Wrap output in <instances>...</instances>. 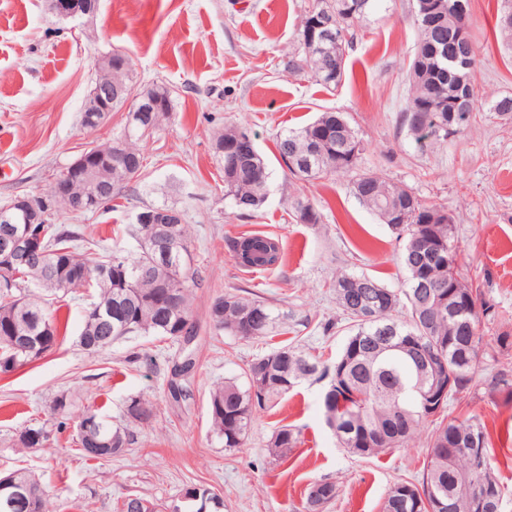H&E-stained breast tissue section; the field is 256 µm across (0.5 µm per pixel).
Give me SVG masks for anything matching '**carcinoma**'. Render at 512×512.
Segmentation results:
<instances>
[{"mask_svg": "<svg viewBox=\"0 0 512 512\" xmlns=\"http://www.w3.org/2000/svg\"><path fill=\"white\" fill-rule=\"evenodd\" d=\"M313 0L299 28L294 69L308 72L326 91L338 87L346 75V47L352 43L357 23L375 0ZM428 0H416L414 24L417 46L408 71V97L400 122L421 147L448 140L471 126L476 114L474 67L456 54L443 34L421 16ZM446 31H470L469 0H441ZM328 16L341 39L323 37L310 43L306 29ZM502 43L512 49V0H501L497 18ZM116 68L96 74L103 82L121 85L125 93L112 96V111H119L133 96L130 59L112 53ZM470 91L466 111L448 121L460 90ZM148 99L160 98L162 112L143 122L127 112L122 134L112 145L97 150L125 157L112 165L108 178L112 192L100 210L113 208L119 189L141 172L144 156L137 140L155 129L172 111V92L164 85L140 91ZM246 130L231 126L213 138L212 149L224 178V198L238 211H254L267 199L270 172L260 153L249 157L230 147ZM276 148L292 178L313 182L331 175L353 173L351 192L380 219L399 211L391 230L406 240L402 263L408 287L384 294L386 287L366 275L341 274L332 284L342 310L353 321L343 353L327 364L320 357L293 346L282 345L253 361L240 383L229 378L216 384L209 398L212 432L226 449L239 448L251 427L254 413L287 394L311 377L328 380L323 399L325 422L342 447L358 456H375L398 448L413 438L421 426L435 424L427 436V460L421 480L400 481L388 491L383 512H502L503 487L495 472L492 444L485 427L474 417L454 415L453 402L471 389L482 341L478 289L469 283L458 262L453 218L448 211L422 203L405 187L377 172L358 173L362 143L344 113L324 111L314 121L277 138ZM100 188V175L90 173L72 185V200L58 199L53 188L44 191L53 202L46 223L33 225L42 231L33 265H18L12 280L0 284V372L7 373L42 359L57 344L61 329L48 311L44 294H67L77 288L97 291L94 309H112V320L103 322L94 313L83 316L78 345L99 353L112 343L131 336H158L174 345L178 336H195L193 299L188 285L193 278L189 257V229L178 224L137 223L139 251H114L98 259L85 255L90 240L81 226L56 222L57 217L78 206L80 199ZM301 224H320L315 205L300 199L292 202ZM238 268L261 274L278 267L283 259L282 241L273 234L247 233L231 241ZM209 318L218 331L242 339L273 338L288 333V317L264 300L226 293L212 301ZM75 399L62 392L52 402L56 432L73 426L71 446L86 460L110 459L124 452L130 442L128 425H144L155 414L147 399L133 396L123 413L127 425L112 423L101 408L83 407L70 424ZM46 426H28L17 436L21 450L41 448L50 440ZM301 443V431L292 426L276 430L270 454L278 459ZM481 448L484 466L472 469L471 445ZM17 480L30 485L11 500L0 493V512H49L42 478L32 471L16 470ZM491 487L494 496L483 510L471 507L462 491L465 478ZM323 494L306 496V512H322L336 497V486L318 481ZM207 506L192 510L180 499L168 504L148 501L145 512H224V500L209 492Z\"/></svg>", "mask_w": 512, "mask_h": 512, "instance_id": "obj_1", "label": "carcinoma"}]
</instances>
